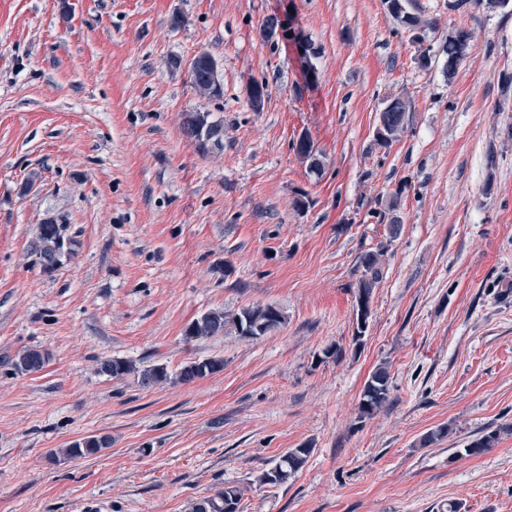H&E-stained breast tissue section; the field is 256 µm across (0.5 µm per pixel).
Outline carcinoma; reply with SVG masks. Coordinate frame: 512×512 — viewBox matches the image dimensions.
I'll return each mask as SVG.
<instances>
[{
  "label": "carcinoma",
  "instance_id": "1",
  "mask_svg": "<svg viewBox=\"0 0 512 512\" xmlns=\"http://www.w3.org/2000/svg\"><path fill=\"white\" fill-rule=\"evenodd\" d=\"M409 0H388L387 10L398 24L411 31L426 35L429 23L421 16L408 10ZM471 35L464 29H459L448 35L441 45V51L446 55L445 70L454 74L457 67L464 61L465 53L469 52ZM214 58L208 53H200L192 61L193 70L191 84L201 96L219 98L222 87L214 80L212 72ZM410 102L402 97H393L387 101L379 113L378 122L382 123L381 132L375 133L374 141L380 147H387L401 137L407 127ZM186 135L194 140L202 150L208 143L213 146L222 144V126L212 120L209 111L197 110L188 113L183 120ZM296 153L308 161L311 173L319 175L323 170L320 155L314 149L311 140L298 141L294 144ZM73 240L65 237L64 225L52 218L45 219L37 225L36 234L31 241L33 251L39 255L43 271L51 272L57 268V258L65 244ZM388 246L382 245L373 251H367L359 256V267L362 275L356 290L357 325L353 341L358 343L365 336L370 315L369 303L374 288L382 279V268L387 255ZM286 318L279 307L266 304L241 309L227 317L220 310H212L193 320L185 330V336L192 341L208 339L224 333L226 323H231L238 335L255 339L266 336L281 328ZM49 360V353L39 347H30L19 352L12 362L13 373L30 374L40 371ZM224 369L221 358L197 360L183 366L172 374L161 364L147 365L142 368L132 361L125 359H104L99 362L97 371L110 378L122 379L128 375L136 377L137 384L143 389H149L162 383L175 380L183 384L192 383L207 376L216 374ZM390 392L389 373L380 367L376 369L365 383L359 402V415L362 418L374 415L388 400ZM112 438L107 434L89 435L74 441L66 448H60L54 453L56 459H76L95 456L110 447ZM311 448L303 445L292 448L280 456L273 466L262 471L258 476L261 484L277 486L287 482L288 478L298 472L310 455ZM242 499L241 489L233 484L224 486L215 494L199 498L189 506L190 512H239Z\"/></svg>",
  "mask_w": 512,
  "mask_h": 512
}]
</instances>
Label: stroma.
<instances>
[{"mask_svg": "<svg viewBox=\"0 0 512 512\" xmlns=\"http://www.w3.org/2000/svg\"><path fill=\"white\" fill-rule=\"evenodd\" d=\"M410 10L433 23L424 43L384 0H0V512H188L227 484L240 512H512V11ZM270 18L299 40L266 39ZM460 28L471 48L449 76L439 47ZM203 52L221 97L170 65ZM395 96L409 121L382 148ZM195 110L222 148L183 133ZM303 133L321 175L293 148ZM50 217L75 255L46 272L29 244ZM384 243L357 344L358 258ZM259 304L284 326L183 337ZM33 346L48 364L13 374ZM213 357L220 373L149 390L96 372ZM382 366L389 399L360 418ZM90 434L111 446L53 459ZM305 444L286 483H259ZM410 102L402 97H393L387 101L379 114L378 124L382 123L380 133L375 131L374 141L379 147H387L401 137L407 127Z\"/></svg>", "mask_w": 512, "mask_h": 512, "instance_id": "35a3bbf8", "label": "stroma"}]
</instances>
